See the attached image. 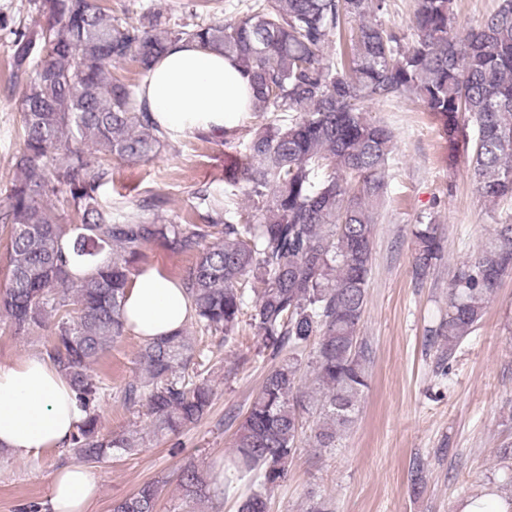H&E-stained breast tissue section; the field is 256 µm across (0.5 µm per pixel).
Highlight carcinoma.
<instances>
[{
	"instance_id": "obj_1",
	"label": "carcinoma",
	"mask_w": 512,
	"mask_h": 512,
	"mask_svg": "<svg viewBox=\"0 0 512 512\" xmlns=\"http://www.w3.org/2000/svg\"><path fill=\"white\" fill-rule=\"evenodd\" d=\"M384 7L385 0H250L222 21L171 24L155 10L115 17L100 0H38L46 24L15 33L12 82L24 85L23 143L0 210L7 239L0 312L16 335L55 319L42 354L68 377L86 413L68 443L76 457L101 463L138 447L131 431L99 435L102 385L93 366L124 335L126 289L155 243L196 256L183 284L201 332L229 342L244 323L280 358L222 462L224 472L248 478L238 512H269L308 418L317 416L311 446L336 447L367 386L361 322L394 141L387 126L367 118L368 104L422 101L440 124L448 165L466 157L484 198H512V0L462 39L453 32L452 0H418L408 43L370 17ZM333 40L330 60L324 50ZM178 41L222 52L250 76L252 112L266 122L233 155L224 182L245 186L254 222L206 188L197 191L205 213L183 224L145 216L164 206L161 196L143 200L138 213L100 202L112 159L146 161L168 145L140 98L141 84L112 73V65L131 59L144 77ZM50 191L61 194L60 206L43 202ZM209 238L216 242L207 246ZM414 238L413 274L422 281L443 253L432 215L417 218ZM74 264L91 273L73 274ZM509 275L507 216L450 279L448 309L431 330L442 355L477 329ZM139 365L124 400L146 406L154 433H178L209 413L213 388L183 331L144 344ZM179 485L190 501L229 489L217 485L215 470L192 463ZM161 493L159 483L145 482L112 512H156Z\"/></svg>"
}]
</instances>
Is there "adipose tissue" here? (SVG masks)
<instances>
[{"label": "adipose tissue", "instance_id": "obj_1", "mask_svg": "<svg viewBox=\"0 0 512 512\" xmlns=\"http://www.w3.org/2000/svg\"><path fill=\"white\" fill-rule=\"evenodd\" d=\"M140 95L170 135L237 126L251 109L247 73L223 54L197 44H173L148 72ZM189 316L183 286L153 268L137 273L124 302L127 327L145 342L182 329ZM86 414L67 377L41 357L0 365V449L35 460L67 445ZM99 485L90 470L68 464L50 479L49 512H88Z\"/></svg>", "mask_w": 512, "mask_h": 512}]
</instances>
